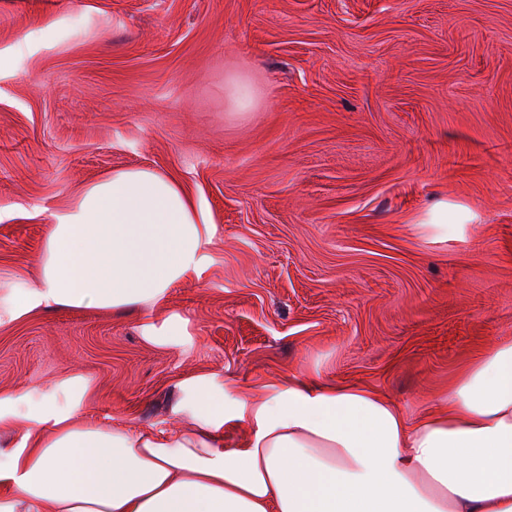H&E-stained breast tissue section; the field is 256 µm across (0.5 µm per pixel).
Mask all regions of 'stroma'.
<instances>
[{"mask_svg": "<svg viewBox=\"0 0 512 512\" xmlns=\"http://www.w3.org/2000/svg\"><path fill=\"white\" fill-rule=\"evenodd\" d=\"M133 167L214 226L150 314L186 342L144 340L141 309L37 312L0 327L1 392L77 372L88 419L175 430L190 379L258 398L299 374L415 416L512 339V0H0V282Z\"/></svg>", "mask_w": 512, "mask_h": 512, "instance_id": "1", "label": "stroma"}]
</instances>
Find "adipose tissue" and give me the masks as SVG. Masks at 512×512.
Masks as SVG:
<instances>
[{"label": "adipose tissue", "mask_w": 512, "mask_h": 512, "mask_svg": "<svg viewBox=\"0 0 512 512\" xmlns=\"http://www.w3.org/2000/svg\"><path fill=\"white\" fill-rule=\"evenodd\" d=\"M40 277L0 289V326L50 309L163 306L201 276L213 226L177 181L112 171L51 211ZM91 389L0 393V512H512V340L411 419L354 384L297 377L260 400L192 383L178 431L80 419ZM249 430L224 445V424Z\"/></svg>", "instance_id": "ef3b65f1"}]
</instances>
